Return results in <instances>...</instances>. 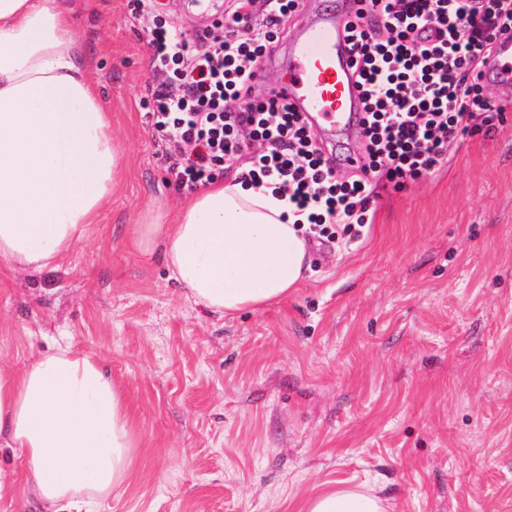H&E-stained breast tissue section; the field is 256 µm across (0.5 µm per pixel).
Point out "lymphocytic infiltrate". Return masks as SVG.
I'll return each mask as SVG.
<instances>
[{
    "mask_svg": "<svg viewBox=\"0 0 512 512\" xmlns=\"http://www.w3.org/2000/svg\"><path fill=\"white\" fill-rule=\"evenodd\" d=\"M300 0H234L213 31L188 41L164 22L148 31L157 76L151 125L178 188L233 171L287 199L315 237H358L381 191L401 192L448 162L460 139L502 119L483 68L512 33V0H363L349 22L364 88V164L338 180L314 134L287 104L256 97L254 77Z\"/></svg>",
    "mask_w": 512,
    "mask_h": 512,
    "instance_id": "obj_1",
    "label": "lymphocytic infiltrate"
}]
</instances>
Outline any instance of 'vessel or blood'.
I'll return each instance as SVG.
<instances>
[{"instance_id": "b4317fda", "label": "vessel or blood", "mask_w": 512, "mask_h": 512, "mask_svg": "<svg viewBox=\"0 0 512 512\" xmlns=\"http://www.w3.org/2000/svg\"><path fill=\"white\" fill-rule=\"evenodd\" d=\"M361 0H336L335 8L313 19L302 39L288 44V79L277 94L310 125L336 129L357 124L362 90L356 84L351 44L345 28ZM494 86L512 85V37H498L484 72Z\"/></svg>"}]
</instances>
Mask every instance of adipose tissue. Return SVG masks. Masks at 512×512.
Here are the masks:
<instances>
[{"mask_svg": "<svg viewBox=\"0 0 512 512\" xmlns=\"http://www.w3.org/2000/svg\"><path fill=\"white\" fill-rule=\"evenodd\" d=\"M72 0H0V262L57 265L110 203L123 174ZM288 205L237 179L209 184L174 221L142 225L133 250H158L205 308L231 314L287 297L307 242ZM0 440L19 449L43 512H92L130 476L139 440L108 369L58 348L22 372L0 368ZM305 512H383L378 499L321 491Z\"/></svg>", "mask_w": 512, "mask_h": 512, "instance_id": "adipose-tissue-1", "label": "adipose tissue"}]
</instances>
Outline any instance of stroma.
<instances>
[{"label": "stroma", "mask_w": 512, "mask_h": 512, "mask_svg": "<svg viewBox=\"0 0 512 512\" xmlns=\"http://www.w3.org/2000/svg\"><path fill=\"white\" fill-rule=\"evenodd\" d=\"M187 35L206 8L153 0ZM128 0H79L75 33L128 160L112 203L57 267L0 277V365L70 346L125 392L140 441L96 512H303L324 489L385 512H512V112L373 205L350 243L308 238L287 298L229 315L128 246L175 189L147 115L156 77ZM22 501L17 450H0Z\"/></svg>", "instance_id": "obj_1"}]
</instances>
